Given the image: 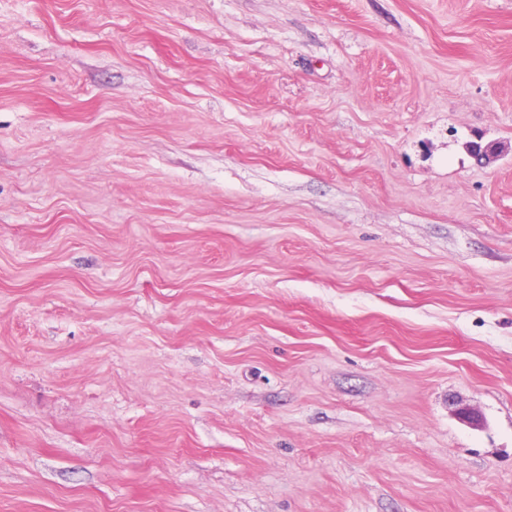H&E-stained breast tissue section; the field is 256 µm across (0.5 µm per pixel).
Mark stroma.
<instances>
[{
	"label": "stroma",
	"instance_id": "35a3bbf8",
	"mask_svg": "<svg viewBox=\"0 0 512 512\" xmlns=\"http://www.w3.org/2000/svg\"><path fill=\"white\" fill-rule=\"evenodd\" d=\"M0 512H512V0H0Z\"/></svg>",
	"mask_w": 512,
	"mask_h": 512
}]
</instances>
